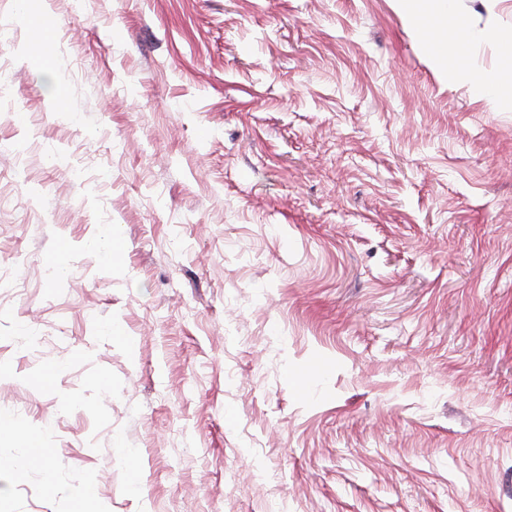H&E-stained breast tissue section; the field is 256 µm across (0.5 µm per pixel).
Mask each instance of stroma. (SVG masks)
Here are the masks:
<instances>
[{
  "instance_id": "stroma-1",
  "label": "stroma",
  "mask_w": 512,
  "mask_h": 512,
  "mask_svg": "<svg viewBox=\"0 0 512 512\" xmlns=\"http://www.w3.org/2000/svg\"><path fill=\"white\" fill-rule=\"evenodd\" d=\"M454 70L394 0H0V512H512V100Z\"/></svg>"
}]
</instances>
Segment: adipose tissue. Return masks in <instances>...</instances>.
Listing matches in <instances>:
<instances>
[{"instance_id":"adipose-tissue-1","label":"adipose tissue","mask_w":512,"mask_h":512,"mask_svg":"<svg viewBox=\"0 0 512 512\" xmlns=\"http://www.w3.org/2000/svg\"><path fill=\"white\" fill-rule=\"evenodd\" d=\"M398 7L416 27H419L427 46L444 59L459 62L461 80L478 90L512 98V82H502L498 73L475 68L467 63L466 49L474 42H502L501 32L493 26L480 29L464 27L448 34V17L455 0H397Z\"/></svg>"}]
</instances>
